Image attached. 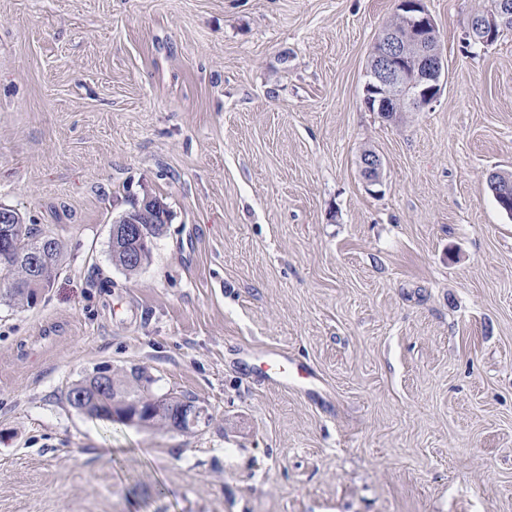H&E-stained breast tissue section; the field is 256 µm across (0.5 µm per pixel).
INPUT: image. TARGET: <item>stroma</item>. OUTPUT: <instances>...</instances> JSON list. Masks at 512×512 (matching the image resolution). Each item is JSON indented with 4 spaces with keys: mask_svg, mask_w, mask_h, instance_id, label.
<instances>
[{
    "mask_svg": "<svg viewBox=\"0 0 512 512\" xmlns=\"http://www.w3.org/2000/svg\"><path fill=\"white\" fill-rule=\"evenodd\" d=\"M399 0H0V205L53 232L0 302V512H512V31L424 0L438 99L385 119ZM382 159L368 185L360 157ZM171 218L129 274L112 221ZM288 385L261 375L271 353ZM203 406L81 413L96 369ZM181 405L180 400L177 399H170L169 405L163 408L162 412L160 413L156 407H154V413L149 414L150 410H152L153 406L151 404H140L137 407H129V409L126 411V413H137L140 418H152L156 422H161L164 424H172L174 426H170L172 429L175 430H182L184 432H187L190 430V428L185 424L184 420H187L189 425L191 427H196L201 423L202 421L205 423L207 416L205 414V410L197 406L194 401H186L183 402L182 412H183V418L184 420L178 421L177 417L179 416V407ZM179 429H177V428Z\"/></svg>",
    "mask_w": 512,
    "mask_h": 512,
    "instance_id": "obj_1",
    "label": "stroma"
}]
</instances>
